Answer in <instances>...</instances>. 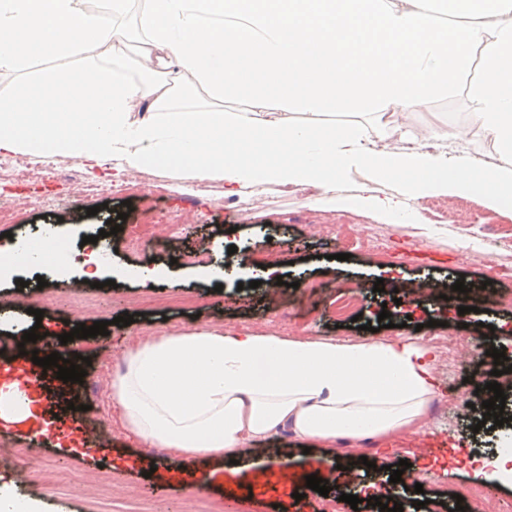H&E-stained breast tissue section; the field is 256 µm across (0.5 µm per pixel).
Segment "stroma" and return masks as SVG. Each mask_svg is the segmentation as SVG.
Masks as SVG:
<instances>
[{"instance_id": "1", "label": "stroma", "mask_w": 512, "mask_h": 512, "mask_svg": "<svg viewBox=\"0 0 512 512\" xmlns=\"http://www.w3.org/2000/svg\"><path fill=\"white\" fill-rule=\"evenodd\" d=\"M479 62L465 69L456 87L425 99L418 107L397 113L399 124L424 133L445 124L467 126L470 97L480 82ZM13 169L0 172V209L14 213L11 225L0 223V246L8 238L28 236L34 227L55 225L59 245L72 253L99 251L100 280L92 287L80 268L60 275L52 271L37 275L22 270L16 276L0 279V308L12 311L13 323L29 326L37 321L34 309H43V326L55 334L72 331L76 318L107 321V335L76 338L66 344L70 355L90 359L82 382L64 383L44 380L41 393L47 421L66 424L83 407L84 423L99 428L100 446L95 456H85L80 447L62 435L47 433L32 440L0 435V445L27 451L41 457L45 466L32 470L19 462L0 461V494L34 498L40 512H126L131 502L148 500L167 512H182L195 498L223 501L225 507L240 506L246 512H318L321 496L307 488L308 475L327 480L330 487L371 482L372 466H379L382 479L378 496H398L403 512H417L420 499L447 500L456 485L472 481L473 470L459 457L432 452L431 444L446 441L449 446L469 443L485 452L496 447V433L480 425L482 403L494 368L488 351L503 349L512 360V309L494 305V293L512 291V281H497L493 265L500 256L492 241L464 236L459 225H434L431 235H422L415 225L399 222L384 224L363 211L350 208L329 211L312 207L305 191L268 192L250 202L224 195V186L212 183V195L199 197L195 181H177L166 170L152 169L130 177V193L115 192L104 171L83 168L73 157L58 158L63 167L81 171L79 182L62 179H37L38 162L15 157ZM96 215H88L89 207ZM163 217L159 238L152 248L136 252L123 245L121 236L101 238L100 247L88 239L100 236L107 220L126 213L128 222H136L145 212ZM209 243L207 264L221 267L237 263L240 253L249 257L248 269L222 283L201 278L193 263L176 261L180 251H190ZM275 262L286 288L280 308H272L263 298V290L253 287L252 270ZM159 268L162 275L153 282L130 277L116 279L117 270L139 266ZM399 271L398 289L372 291L384 268ZM466 287L481 289L479 297L466 298L470 311L459 314L457 306L445 299L425 300L423 307L409 302L394 303L396 291H409L422 283L445 288L456 280ZM46 281L59 297V304L41 305L37 298L39 281ZM315 291H308V284ZM340 285L360 288L362 302L357 325L336 321L327 306ZM155 294L158 304L141 309L138 299ZM171 295L189 298L188 306L168 303ZM388 310L390 327L380 329L383 339H427L441 333L458 343V351L470 358L473 371L461 375L455 366L437 361L435 372L440 392L454 390L460 406L471 413L459 416L444 412L425 416L421 434L402 433L376 442L368 440L366 462L352 463V445L343 439L335 447L305 443L283 431L257 440L249 450L260 478L250 491H242L240 470L229 460L166 458L157 448H147L112 416V379L135 335L143 330L170 324L191 330L224 326L257 332L272 331L294 336L290 312H303V334L307 337L361 340L368 338L364 326L377 321L381 310ZM134 317L127 326L114 324V317ZM441 329L431 328V321ZM411 465L413 474H428L422 493L391 483L390 466L399 460ZM294 465L296 480L281 483L279 461ZM111 471L113 482L104 493L89 489L92 475ZM207 476L200 490H192V478Z\"/></svg>"}]
</instances>
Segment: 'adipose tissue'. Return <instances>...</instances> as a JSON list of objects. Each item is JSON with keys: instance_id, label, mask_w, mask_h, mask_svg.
<instances>
[{"instance_id": "obj_1", "label": "adipose tissue", "mask_w": 512, "mask_h": 512, "mask_svg": "<svg viewBox=\"0 0 512 512\" xmlns=\"http://www.w3.org/2000/svg\"><path fill=\"white\" fill-rule=\"evenodd\" d=\"M85 2L0 0V74L33 57L53 62L23 91L0 95V154L108 163L116 180L163 162L180 179L223 183L228 196L301 186L334 209L345 202L340 184L362 171L397 184V195L356 199L388 223L417 219L430 196L512 207V0H146L139 53L154 67L139 77L115 66L122 41L111 60L74 65L118 12L117 0L101 10ZM476 59L470 124L498 147L489 167L449 155L463 136L451 125L434 130L430 151L415 132L387 127L415 144L394 152L367 147L356 125L314 131L288 117L412 108L455 87ZM173 67L192 83L170 80ZM191 85L207 103L186 102ZM242 93L246 107L220 109ZM435 360L421 341L164 326L126 350L112 412L145 446L186 459L240 457L284 429L327 446L418 433L437 394Z\"/></svg>"}]
</instances>
